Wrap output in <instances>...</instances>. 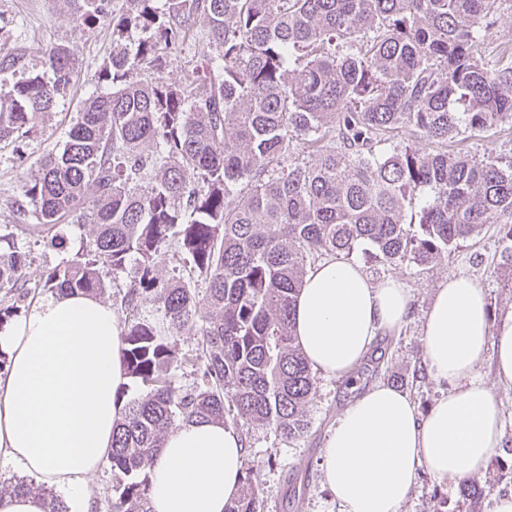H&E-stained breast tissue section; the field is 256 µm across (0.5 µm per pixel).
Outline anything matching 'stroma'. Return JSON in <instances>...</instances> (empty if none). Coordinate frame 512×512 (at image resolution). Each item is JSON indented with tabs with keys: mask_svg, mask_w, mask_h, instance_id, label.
Masks as SVG:
<instances>
[{
	"mask_svg": "<svg viewBox=\"0 0 512 512\" xmlns=\"http://www.w3.org/2000/svg\"><path fill=\"white\" fill-rule=\"evenodd\" d=\"M512 46V0H504L478 48L482 61L495 63L499 51ZM65 49L74 68L73 87L52 114L19 141L0 144V225L15 228L18 243L28 256L25 277L39 280L43 271L59 264L79 246V230L66 231V243L54 246L43 240L33 218L19 214L11 201L20 194L23 178L34 171L49 151L60 150L82 104L92 95L106 93L110 84L98 73L112 56V27L107 19L76 26L68 0H0V59H13L14 67L0 70V96L29 75H48L49 52ZM450 150L479 159H512V133L492 128L449 142ZM504 247L500 225H485L481 233L428 269L381 262L370 245L359 246L353 255L375 281L394 277L407 289L409 313L401 329L386 338L377 372L348 385L346 378L316 374L315 391L305 407L310 428L304 435L287 439L262 427L248 435L246 464L259 474L262 512H340L325 485L320 461L325 443L345 408L358 394L375 384L393 383L413 402L419 416H426L448 385L434 380L423 365L422 324L438 285L463 273L484 289L492 326L512 315V270L503 268ZM477 371L491 391L502 422L501 448L478 476L475 491L462 483L440 481L419 470L415 485L401 512H430L440 503L443 512H487L496 494L512 489V387L498 383L492 353H485Z\"/></svg>",
	"mask_w": 512,
	"mask_h": 512,
	"instance_id": "stroma-1",
	"label": "stroma"
}]
</instances>
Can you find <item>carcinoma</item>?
<instances>
[{"label": "carcinoma", "instance_id": "carcinoma-1", "mask_svg": "<svg viewBox=\"0 0 512 512\" xmlns=\"http://www.w3.org/2000/svg\"><path fill=\"white\" fill-rule=\"evenodd\" d=\"M78 25L111 19L114 48L62 150L21 184L53 240L93 225L29 286L26 255L0 225V330L17 298L43 288L105 294L136 257L120 296L125 374L109 466L112 512H151L149 469L175 421H221L292 439L315 374L293 333L308 259L363 244L389 264L427 267L486 224L512 241V164L448 150L465 133L512 126V61L474 48L502 0H72ZM208 50L179 84L134 78L195 29ZM139 29L146 37L126 40ZM0 98V142L25 136L64 99L73 67L49 53ZM402 134L437 146L421 152ZM306 150L311 163L294 156ZM173 251L168 279L158 263ZM206 288H196L198 281ZM197 329L200 351L176 336ZM199 382L177 390V363ZM224 512H260L253 468Z\"/></svg>", "mask_w": 512, "mask_h": 512}]
</instances>
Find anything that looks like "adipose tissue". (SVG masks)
I'll return each mask as SVG.
<instances>
[{"label":"adipose tissue","mask_w":512,"mask_h":512,"mask_svg":"<svg viewBox=\"0 0 512 512\" xmlns=\"http://www.w3.org/2000/svg\"><path fill=\"white\" fill-rule=\"evenodd\" d=\"M409 296L395 278L372 281L354 261L309 270L296 297L294 335L313 370L345 376L376 340L403 324ZM122 325L112 307L80 293L53 294L0 331V462L91 512L90 477L107 465L115 394L127 382ZM422 336L425 367L450 388L426 417L406 394L376 384L340 416L321 460L342 512H401L418 468L460 481L481 473L501 444V418L477 372L493 350L498 381L512 386V319L493 327L482 286L465 274L436 289ZM238 433L212 421L168 431L150 469L152 512H224L236 497Z\"/></svg>","instance_id":"ef3b65f1"}]
</instances>
